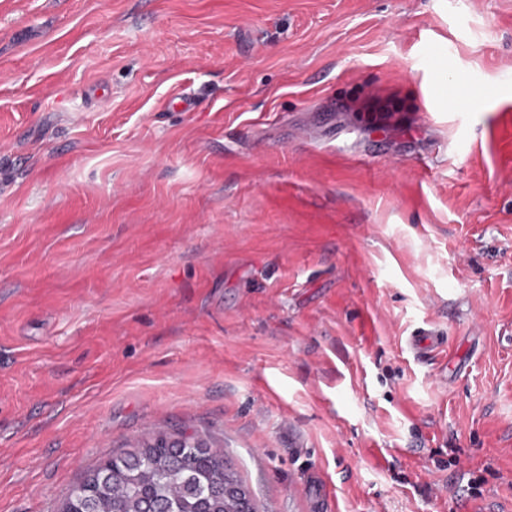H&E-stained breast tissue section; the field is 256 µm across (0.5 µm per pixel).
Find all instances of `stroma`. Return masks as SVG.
<instances>
[{"mask_svg": "<svg viewBox=\"0 0 512 512\" xmlns=\"http://www.w3.org/2000/svg\"><path fill=\"white\" fill-rule=\"evenodd\" d=\"M180 432L512 512V0H0V512ZM406 345L408 349L415 355L426 356L438 352L444 345V341L440 336L422 334L417 336H409L406 340Z\"/></svg>", "mask_w": 512, "mask_h": 512, "instance_id": "stroma-1", "label": "stroma"}]
</instances>
